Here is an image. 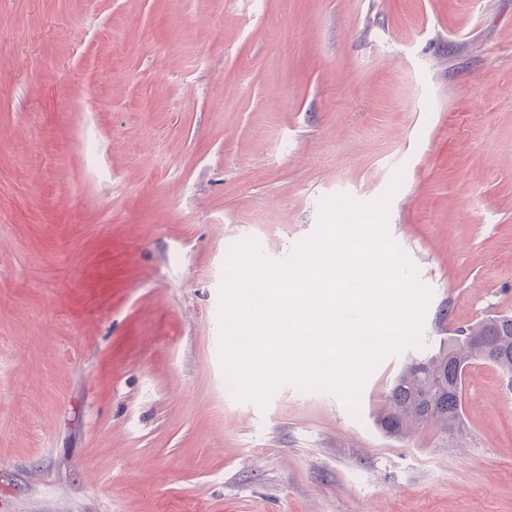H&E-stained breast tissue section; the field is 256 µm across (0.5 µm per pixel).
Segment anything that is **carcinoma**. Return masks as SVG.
I'll return each mask as SVG.
<instances>
[{
	"label": "carcinoma",
	"mask_w": 512,
	"mask_h": 512,
	"mask_svg": "<svg viewBox=\"0 0 512 512\" xmlns=\"http://www.w3.org/2000/svg\"><path fill=\"white\" fill-rule=\"evenodd\" d=\"M481 360L512 381V316H493L458 330L438 351L414 357L393 379L376 424L389 437L407 435L408 423L435 424L448 436L466 432L463 381L466 367Z\"/></svg>",
	"instance_id": "carcinoma-1"
}]
</instances>
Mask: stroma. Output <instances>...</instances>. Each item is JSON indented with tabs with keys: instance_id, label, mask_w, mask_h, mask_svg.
I'll return each instance as SVG.
<instances>
[{
	"instance_id": "obj_1",
	"label": "stroma",
	"mask_w": 512,
	"mask_h": 512,
	"mask_svg": "<svg viewBox=\"0 0 512 512\" xmlns=\"http://www.w3.org/2000/svg\"><path fill=\"white\" fill-rule=\"evenodd\" d=\"M0 512H512V383L463 439L219 358L231 247L371 202L431 291L423 350L512 315V0H0Z\"/></svg>"
}]
</instances>
